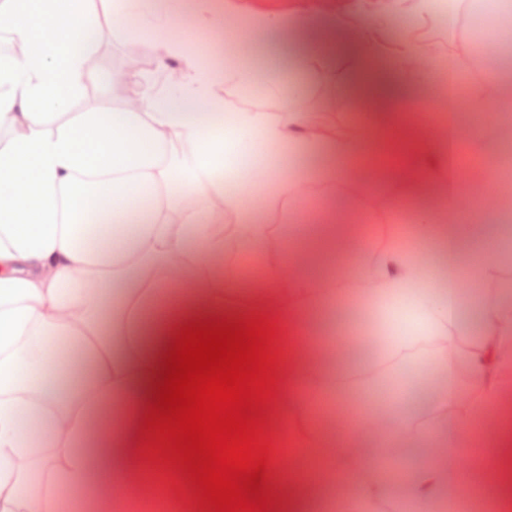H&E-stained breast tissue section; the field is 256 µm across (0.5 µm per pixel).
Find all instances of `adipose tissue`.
I'll return each mask as SVG.
<instances>
[{"label": "adipose tissue", "instance_id": "1", "mask_svg": "<svg viewBox=\"0 0 512 512\" xmlns=\"http://www.w3.org/2000/svg\"><path fill=\"white\" fill-rule=\"evenodd\" d=\"M471 7L254 9L247 27L271 41L264 72L204 65L189 41L162 38V90L136 73L137 109L73 112L100 75L90 33L101 14L132 18L123 37L136 44L172 24L169 0H0L13 46L0 55V512H197L163 466L138 460L135 435L170 339L212 316L277 322L266 429L296 455L269 457L275 512H450L469 481L512 497V431L486 440L471 476L461 466L478 420L512 407L499 384L512 367V285L488 287L512 252L494 208L511 160L500 146L512 138V67L472 78L456 100L451 75L475 60L459 27ZM405 12L416 25L394 34ZM439 14L444 47L416 30ZM258 83L277 113L226 108L225 87ZM458 107L481 121L478 137L449 123ZM462 141L480 186L466 218ZM359 196L381 240L367 293L381 348L365 370L439 367L422 424L376 422L351 394L341 310L366 293L331 265ZM305 200L325 216L291 248L280 226ZM448 335L454 348L432 347ZM409 445L425 454L397 487L390 472Z\"/></svg>", "mask_w": 512, "mask_h": 512}]
</instances>
